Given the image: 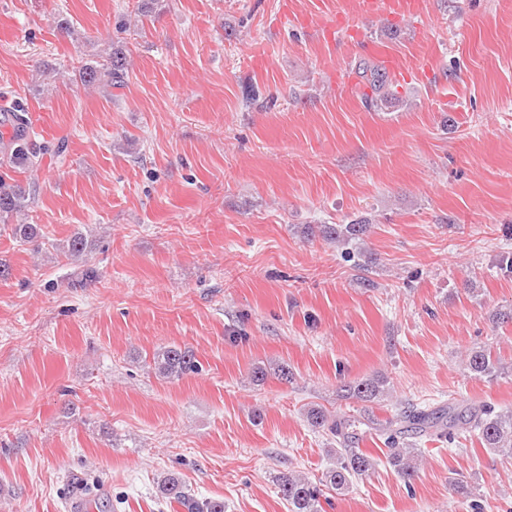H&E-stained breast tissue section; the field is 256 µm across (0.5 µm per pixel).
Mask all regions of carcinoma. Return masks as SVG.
<instances>
[{
  "label": "carcinoma",
  "mask_w": 512,
  "mask_h": 512,
  "mask_svg": "<svg viewBox=\"0 0 512 512\" xmlns=\"http://www.w3.org/2000/svg\"><path fill=\"white\" fill-rule=\"evenodd\" d=\"M358 74L371 91L367 99L373 106L387 107L401 99L399 83L380 65L364 61L358 66ZM78 75L82 85L87 87L106 90L122 88L128 77L126 50L121 45L113 47L106 57L81 65ZM9 145L12 146L11 158L16 167L23 169L34 166L37 153L31 147L25 129H17L9 139ZM31 205L30 194L26 193L25 188L0 177V224L11 227L13 238L21 242H32L41 237V228L37 224L11 223L14 217L29 210ZM368 227L369 222L362 219L349 224H307L304 234L349 244L360 239ZM87 247V237L76 232L63 247V253L66 258L76 260L85 256ZM152 361L155 373L169 380H178L199 369L194 351L177 344L155 352ZM466 364L476 378L492 379L504 373L501 359L489 348L469 352ZM270 375L285 382L292 378L290 368L283 364L269 368L256 365L251 369V380L255 383L264 382ZM381 384L382 381L378 379L349 383L345 385V392L352 398L372 402L381 394ZM307 421L312 428L326 430L336 438V447L331 449L336 462L316 483L292 472L278 477L279 491L288 502L289 512H325V506L331 505L328 491L349 488L353 480L368 475L375 467L374 459L357 447L359 433L355 421L340 415L332 418L318 408L307 411ZM464 425L479 431L483 447L490 452L512 458V410L497 412L485 405L462 410L450 403L448 407L440 409L401 411L386 421L382 433L392 449L389 464L407 486H412V481L418 476L419 454L413 448H400L398 444L411 435L444 434L452 439L455 431ZM157 489L163 500L177 504L182 512H224V500L198 498L175 471L163 476L157 482Z\"/></svg>",
  "instance_id": "1"
}]
</instances>
